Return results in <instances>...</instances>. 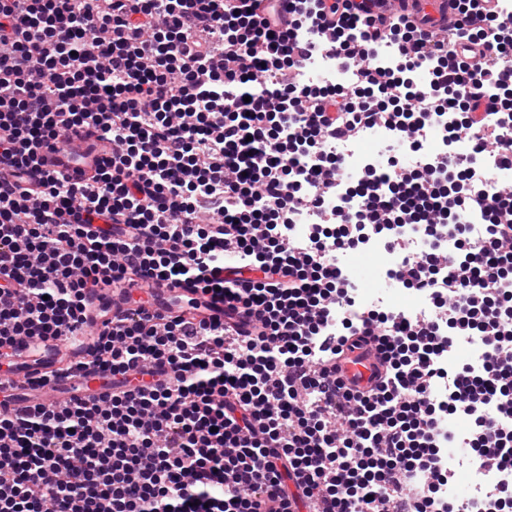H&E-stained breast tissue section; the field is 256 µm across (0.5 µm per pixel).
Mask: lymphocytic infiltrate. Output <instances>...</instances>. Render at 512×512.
<instances>
[{"label":"lymphocytic infiltrate","mask_w":512,"mask_h":512,"mask_svg":"<svg viewBox=\"0 0 512 512\" xmlns=\"http://www.w3.org/2000/svg\"><path fill=\"white\" fill-rule=\"evenodd\" d=\"M448 7L436 32L409 0H0V351L64 335L99 288L139 277L195 283L206 310L99 333L87 364L111 376L106 399L0 411V512H504L505 481L465 511L443 497L435 432L470 420L454 447L512 470V190L486 189L512 168V8ZM459 43L479 53L453 66ZM319 55L355 69L354 92L303 83ZM448 110L446 142L471 151L425 154ZM379 125L405 147L347 187L361 204L342 215L328 177ZM91 126L112 153L90 177L45 170V147ZM295 211L315 239L290 235ZM372 237L422 315L345 287L337 255ZM370 339L380 375L350 389L338 361ZM462 340L486 346L481 369L443 362Z\"/></svg>","instance_id":"1"}]
</instances>
